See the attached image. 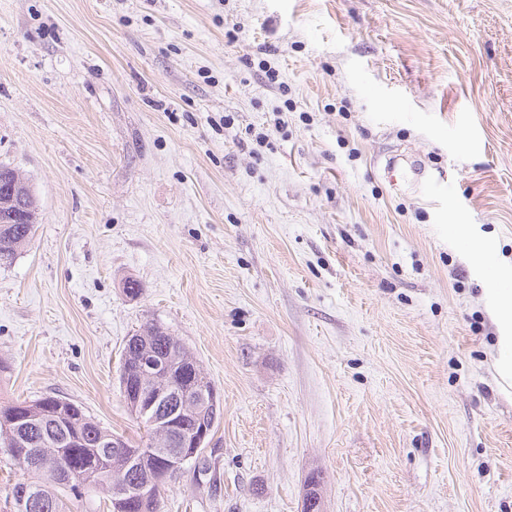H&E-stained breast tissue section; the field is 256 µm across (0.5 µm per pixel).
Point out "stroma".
Masks as SVG:
<instances>
[{
  "label": "stroma",
  "instance_id": "obj_1",
  "mask_svg": "<svg viewBox=\"0 0 512 512\" xmlns=\"http://www.w3.org/2000/svg\"><path fill=\"white\" fill-rule=\"evenodd\" d=\"M0 162L40 212L0 398L138 445L149 322L222 396L163 512H303L314 478L321 512H512V0H0ZM144 352L170 358L182 370L191 371V366L199 365L193 352L180 339L172 336L165 328L149 323L131 336L124 347L119 374L120 389L122 383L130 387L140 385L138 361Z\"/></svg>",
  "mask_w": 512,
  "mask_h": 512
}]
</instances>
